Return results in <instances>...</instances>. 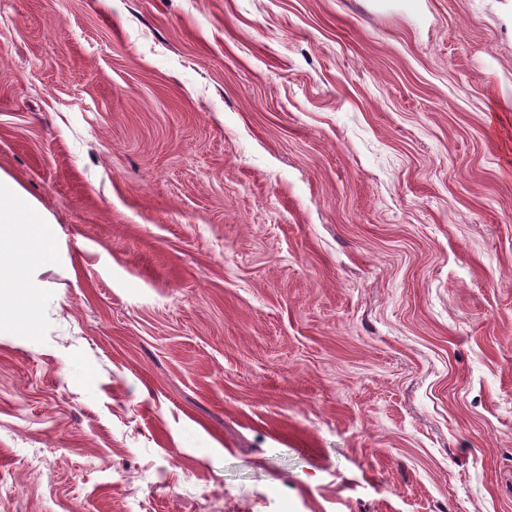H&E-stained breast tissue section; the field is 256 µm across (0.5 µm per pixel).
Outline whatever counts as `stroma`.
<instances>
[{
    "mask_svg": "<svg viewBox=\"0 0 512 512\" xmlns=\"http://www.w3.org/2000/svg\"><path fill=\"white\" fill-rule=\"evenodd\" d=\"M0 512H512V0H0ZM51 223L31 201L0 176V327L6 314L16 326L33 329L41 309L35 267L52 256Z\"/></svg>",
    "mask_w": 512,
    "mask_h": 512,
    "instance_id": "35a3bbf8",
    "label": "stroma"
}]
</instances>
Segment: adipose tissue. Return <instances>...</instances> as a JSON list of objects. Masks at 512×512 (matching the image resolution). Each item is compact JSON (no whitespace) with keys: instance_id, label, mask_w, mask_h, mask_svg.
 Returning a JSON list of instances; mask_svg holds the SVG:
<instances>
[{"instance_id":"ef3b65f1","label":"adipose tissue","mask_w":512,"mask_h":512,"mask_svg":"<svg viewBox=\"0 0 512 512\" xmlns=\"http://www.w3.org/2000/svg\"><path fill=\"white\" fill-rule=\"evenodd\" d=\"M51 223L11 182L0 178V316L34 328L41 309L35 267L46 264L54 249Z\"/></svg>"}]
</instances>
